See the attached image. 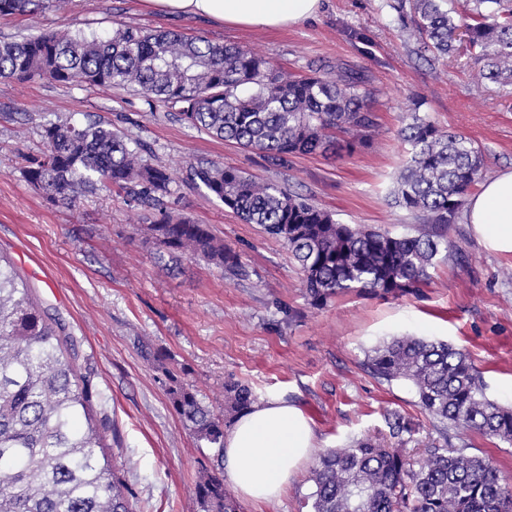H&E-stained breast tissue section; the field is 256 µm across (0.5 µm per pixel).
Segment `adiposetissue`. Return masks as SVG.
<instances>
[{
	"label": "adipose tissue",
	"instance_id": "obj_1",
	"mask_svg": "<svg viewBox=\"0 0 512 512\" xmlns=\"http://www.w3.org/2000/svg\"><path fill=\"white\" fill-rule=\"evenodd\" d=\"M147 9L183 14L223 26L270 30L314 19L320 0H142ZM467 221L485 246L512 253V170L488 178L469 196ZM315 447L303 410L282 398L239 413L224 437V469L237 494L257 505L277 501L301 473Z\"/></svg>",
	"mask_w": 512,
	"mask_h": 512
}]
</instances>
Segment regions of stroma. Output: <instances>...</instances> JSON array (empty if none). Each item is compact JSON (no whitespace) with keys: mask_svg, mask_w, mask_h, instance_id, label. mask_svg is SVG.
<instances>
[{"mask_svg":"<svg viewBox=\"0 0 512 512\" xmlns=\"http://www.w3.org/2000/svg\"><path fill=\"white\" fill-rule=\"evenodd\" d=\"M400 2L321 0L315 19L269 31L169 18L140 0H69L62 11L0 17V39L102 30L117 20L235 43L291 73H305L312 62L344 64L367 75L375 99L367 146L275 168L261 153L212 138L127 91L0 80V256L71 336L78 371L90 374L98 395L93 409L110 419L106 453L133 493L135 512H200L201 471L224 470L213 449L197 447L171 405L168 369L182 373L217 414L231 378L260 399L297 404L320 452L368 435L412 453L448 442L512 476V444L477 432L442 435L410 385L382 382L366 367L367 352L394 336L445 341L468 354L490 398L512 407V254L486 248L461 217L448 231L459 252L437 256L420 295L352 292L316 307L281 242L186 180L188 165L224 163L311 197L341 223L416 235L423 222L390 196L408 157L400 131L412 114L479 148L485 176L511 169L512 84L477 78L463 45L448 59L424 61L399 18ZM89 119L147 146L146 160L173 178L168 209L211 225L239 252L244 277L190 260L163 268L141 233L153 211L129 204L122 191L98 187L68 206L28 184L22 170L42 154L43 127ZM145 341L167 354L165 365L143 357ZM390 413L409 420L412 431L390 437ZM313 490L305 472L281 502L246 501L243 512H312Z\"/></svg>","mask_w":512,"mask_h":512,"instance_id":"stroma-1","label":"stroma"}]
</instances>
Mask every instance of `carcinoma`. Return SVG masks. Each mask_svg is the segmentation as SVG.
I'll return each mask as SVG.
<instances>
[{"mask_svg": "<svg viewBox=\"0 0 512 512\" xmlns=\"http://www.w3.org/2000/svg\"><path fill=\"white\" fill-rule=\"evenodd\" d=\"M68 0H0V16L34 14ZM410 0L409 37L441 60L468 37L477 73L512 82V0ZM134 91L161 103L208 136L263 153L277 168L292 159L336 157L354 148L335 132L375 127L367 78L359 70L308 65L294 75L236 44L174 30H143L121 21L98 34L67 31L0 40V79ZM410 156L391 191L396 206L422 218L418 235L338 222L305 196L234 166L200 162L187 181L282 242L299 267L310 302L355 290L400 297L429 279L448 228L482 179L483 159L466 138L413 116L401 130ZM41 158L23 170L48 201L76 202L97 186H117L135 206L157 210L144 242L170 260L203 261L230 278L245 275L239 254L210 225L163 208L172 179L148 163L140 145L101 122L45 126ZM367 365L377 379L412 385L420 407L444 428L477 431L512 443V410L487 397L480 372L461 350L412 336L375 346ZM166 394L196 443L224 458V426L258 403L255 391L224 382V414L203 406L175 371ZM92 381L75 370V354L0 256V512H134L132 493L103 452L107 418L91 413ZM311 480L313 512H512V480L490 461L449 445L412 456L370 436L321 453ZM201 512H242L224 476L196 484Z\"/></svg>", "mask_w": 512, "mask_h": 512, "instance_id": "carcinoma-1", "label": "carcinoma"}]
</instances>
